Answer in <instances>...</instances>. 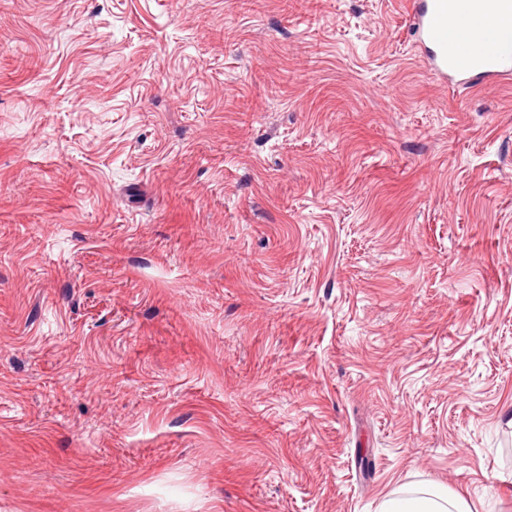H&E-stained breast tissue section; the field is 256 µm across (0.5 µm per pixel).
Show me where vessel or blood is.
<instances>
[{"instance_id": "vessel-or-blood-1", "label": "vessel or blood", "mask_w": 512, "mask_h": 512, "mask_svg": "<svg viewBox=\"0 0 512 512\" xmlns=\"http://www.w3.org/2000/svg\"><path fill=\"white\" fill-rule=\"evenodd\" d=\"M413 31L435 75L455 86L512 78V0H410Z\"/></svg>"}]
</instances>
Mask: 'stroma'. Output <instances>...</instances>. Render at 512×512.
I'll list each match as a JSON object with an SVG mask.
<instances>
[{
  "instance_id": "stroma-1",
  "label": "stroma",
  "mask_w": 512,
  "mask_h": 512,
  "mask_svg": "<svg viewBox=\"0 0 512 512\" xmlns=\"http://www.w3.org/2000/svg\"><path fill=\"white\" fill-rule=\"evenodd\" d=\"M407 0H0V512H512V81ZM382 512H471L465 500L447 488L411 492L393 491L383 502Z\"/></svg>"
}]
</instances>
